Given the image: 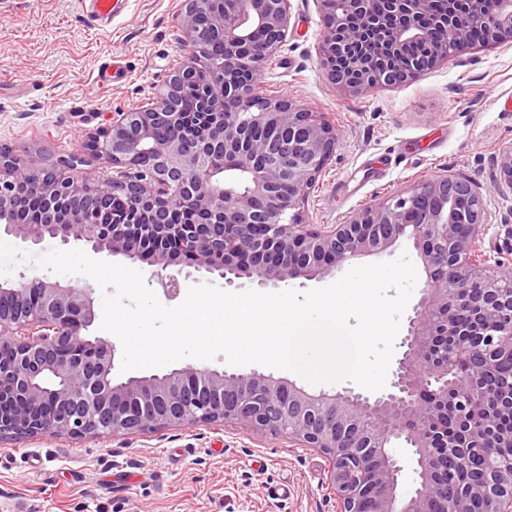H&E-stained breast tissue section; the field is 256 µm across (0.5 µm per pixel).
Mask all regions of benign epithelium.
I'll return each mask as SVG.
<instances>
[{"instance_id":"obj_1","label":"benign epithelium","mask_w":512,"mask_h":512,"mask_svg":"<svg viewBox=\"0 0 512 512\" xmlns=\"http://www.w3.org/2000/svg\"><path fill=\"white\" fill-rule=\"evenodd\" d=\"M184 0L182 60L148 101L86 136L83 149L112 162L110 182L62 169L34 167L26 156L0 150V233L25 244L47 238L91 245L153 267L168 296L180 281L173 265L216 275L231 285L247 277L260 286L327 275L365 254L387 252L407 238L426 274L408 317L403 352L387 391L312 394L259 372L226 373L186 366L163 376L116 380L114 348L82 330L94 320L92 290L63 286L46 276L0 283V437L144 433L167 426L243 424L259 435L288 437L316 448L328 461L327 481L339 512H361L372 484V512H512V460L487 452L483 479L465 487L448 480V461L460 444L446 422L461 417L479 429L512 415V400L483 391L459 392L448 382L461 367L475 374L491 355L512 358V267H486L476 183L435 175L370 203L341 224H308L309 190L336 150L338 134L323 117L285 95L259 92L265 66L288 36L290 0ZM433 13V0H319L322 36L316 55L328 80L344 93L399 86L476 47L512 41V0L490 13L478 0H451ZM207 26L200 27V18ZM260 43L245 51L255 32ZM426 52L408 61L405 49ZM204 86L200 112L206 133L185 132L183 89ZM164 128L168 135L155 136ZM229 168L246 186L224 185ZM499 180L512 187V145L496 158ZM288 185V194L280 191ZM36 191L49 221L16 218V195ZM124 208L107 222L112 197ZM476 313L473 331L457 312ZM403 440L417 466L413 494H397Z\"/></svg>"}]
</instances>
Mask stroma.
Instances as JSON below:
<instances>
[{
  "instance_id": "stroma-1",
  "label": "stroma",
  "mask_w": 512,
  "mask_h": 512,
  "mask_svg": "<svg viewBox=\"0 0 512 512\" xmlns=\"http://www.w3.org/2000/svg\"><path fill=\"white\" fill-rule=\"evenodd\" d=\"M183 0H119L109 26H93L92 0H0V147L37 167L62 157L76 173L112 176L84 155L88 132L153 95L183 54ZM317 0H291L288 37L260 81L320 113L336 151L305 201L310 224L351 212L441 174L474 180L483 197L487 265L512 266V187L495 159L512 145V42L479 47L411 82L364 95L339 92L321 70ZM125 70L99 83V67ZM328 462L288 438L240 424L170 426L146 434L85 439H0V512H338Z\"/></svg>"
}]
</instances>
